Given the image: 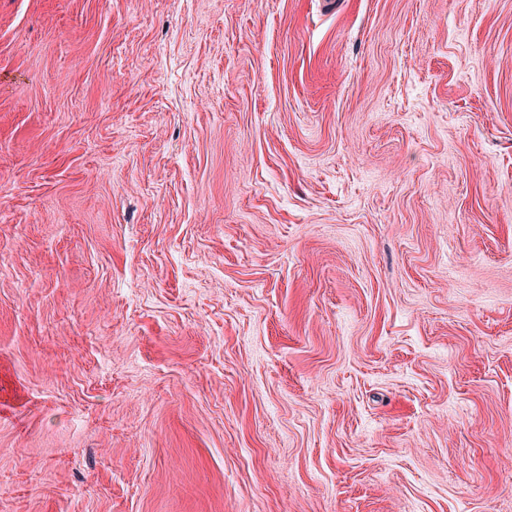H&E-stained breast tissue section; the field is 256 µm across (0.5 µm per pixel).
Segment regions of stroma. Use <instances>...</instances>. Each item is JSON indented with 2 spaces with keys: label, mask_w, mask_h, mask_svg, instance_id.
<instances>
[{
  "label": "stroma",
  "mask_w": 512,
  "mask_h": 512,
  "mask_svg": "<svg viewBox=\"0 0 512 512\" xmlns=\"http://www.w3.org/2000/svg\"><path fill=\"white\" fill-rule=\"evenodd\" d=\"M0 512H512V0H0Z\"/></svg>",
  "instance_id": "1"
}]
</instances>
